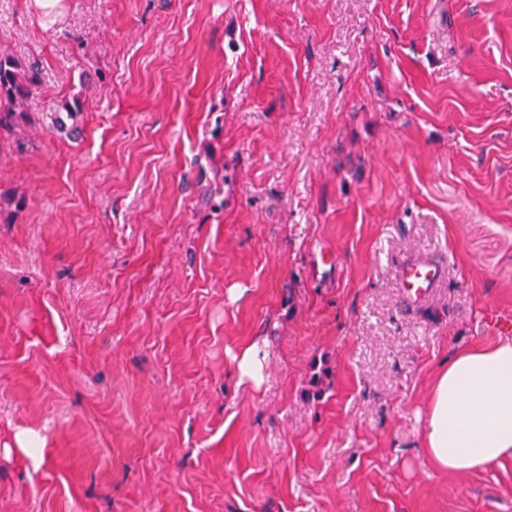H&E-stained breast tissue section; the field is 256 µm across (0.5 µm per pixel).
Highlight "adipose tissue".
Instances as JSON below:
<instances>
[{
    "mask_svg": "<svg viewBox=\"0 0 512 512\" xmlns=\"http://www.w3.org/2000/svg\"><path fill=\"white\" fill-rule=\"evenodd\" d=\"M423 441L440 474H467L512 458L511 341L455 353L437 370Z\"/></svg>",
    "mask_w": 512,
    "mask_h": 512,
    "instance_id": "adipose-tissue-1",
    "label": "adipose tissue"
}]
</instances>
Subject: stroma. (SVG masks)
<instances>
[{
	"label": "stroma",
	"mask_w": 512,
	"mask_h": 512,
	"mask_svg": "<svg viewBox=\"0 0 512 512\" xmlns=\"http://www.w3.org/2000/svg\"><path fill=\"white\" fill-rule=\"evenodd\" d=\"M1 48L84 107L0 137V512H512L423 443L512 340V0H0ZM444 274V267L429 259L412 261L401 268L400 286L410 301H424L433 293ZM259 352L260 347L257 344L247 346L240 352L236 365L240 382L246 381L255 387L263 382Z\"/></svg>",
	"instance_id": "1"
}]
</instances>
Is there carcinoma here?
<instances>
[{
  "mask_svg": "<svg viewBox=\"0 0 512 512\" xmlns=\"http://www.w3.org/2000/svg\"><path fill=\"white\" fill-rule=\"evenodd\" d=\"M42 97L37 64L0 50V133L10 134L21 126L39 125L70 137L78 135V117L83 112L82 93L56 106L46 105Z\"/></svg>",
  "mask_w": 512,
  "mask_h": 512,
  "instance_id": "cac0c4a2",
  "label": "carcinoma"
}]
</instances>
